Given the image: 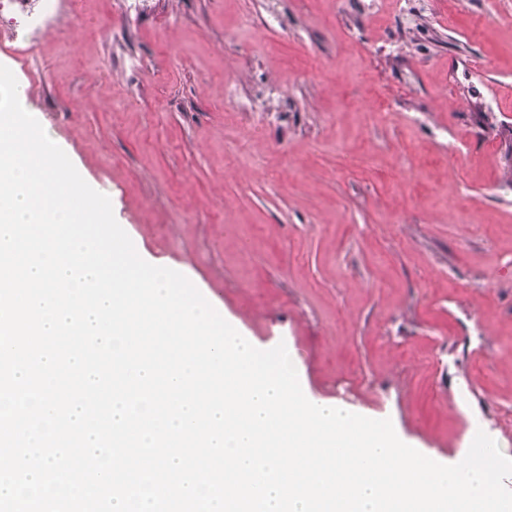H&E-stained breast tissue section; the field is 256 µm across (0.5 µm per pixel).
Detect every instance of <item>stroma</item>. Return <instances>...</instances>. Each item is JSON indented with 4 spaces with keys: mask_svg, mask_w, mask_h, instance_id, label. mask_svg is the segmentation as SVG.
Returning <instances> with one entry per match:
<instances>
[{
    "mask_svg": "<svg viewBox=\"0 0 512 512\" xmlns=\"http://www.w3.org/2000/svg\"><path fill=\"white\" fill-rule=\"evenodd\" d=\"M512 0H62L0 44L151 264L312 395L512 458ZM456 139L461 151L448 157Z\"/></svg>",
    "mask_w": 512,
    "mask_h": 512,
    "instance_id": "stroma-1",
    "label": "stroma"
}]
</instances>
